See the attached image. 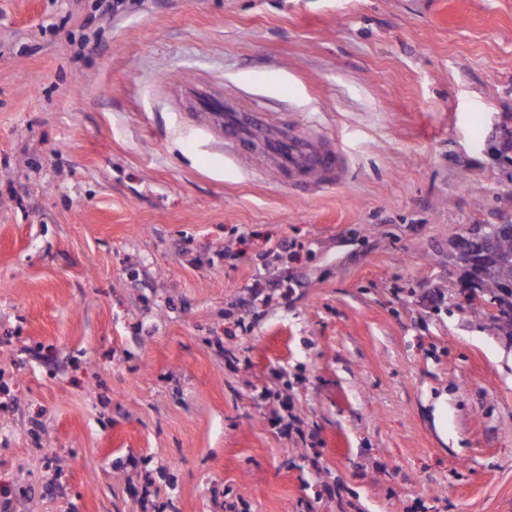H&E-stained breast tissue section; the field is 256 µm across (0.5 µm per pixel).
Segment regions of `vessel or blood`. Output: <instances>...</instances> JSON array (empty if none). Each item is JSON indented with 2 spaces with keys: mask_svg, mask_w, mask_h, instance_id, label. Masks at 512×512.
Wrapping results in <instances>:
<instances>
[{
  "mask_svg": "<svg viewBox=\"0 0 512 512\" xmlns=\"http://www.w3.org/2000/svg\"><path fill=\"white\" fill-rule=\"evenodd\" d=\"M190 96L194 111L204 114L223 138L225 154L236 157L240 164L248 162L241 148L259 140L267 156L294 182L329 187L339 183L342 163L335 150L314 145L292 126L270 123L260 110L243 111L205 89H191Z\"/></svg>",
  "mask_w": 512,
  "mask_h": 512,
  "instance_id": "1",
  "label": "vessel or blood"
}]
</instances>
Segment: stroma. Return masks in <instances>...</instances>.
Listing matches in <instances>:
<instances>
[{
  "instance_id": "stroma-1",
  "label": "stroma",
  "mask_w": 512,
  "mask_h": 512,
  "mask_svg": "<svg viewBox=\"0 0 512 512\" xmlns=\"http://www.w3.org/2000/svg\"><path fill=\"white\" fill-rule=\"evenodd\" d=\"M96 2L0 0V512H512L450 255L512 221V0ZM192 86L341 182L225 156Z\"/></svg>"
}]
</instances>
